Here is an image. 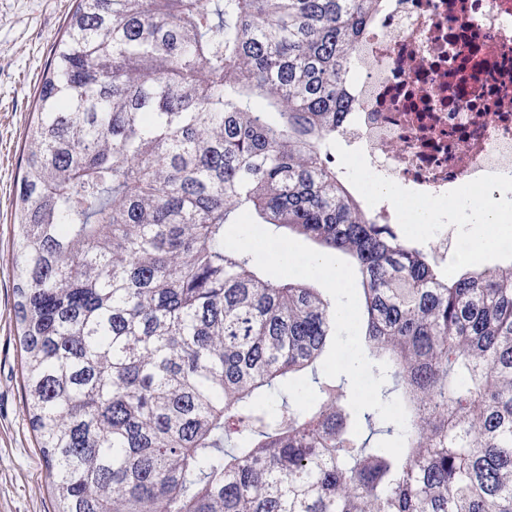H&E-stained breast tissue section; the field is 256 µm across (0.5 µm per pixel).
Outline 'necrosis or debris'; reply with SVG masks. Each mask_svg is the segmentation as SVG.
Returning a JSON list of instances; mask_svg holds the SVG:
<instances>
[{
    "label": "necrosis or debris",
    "instance_id": "obj_1",
    "mask_svg": "<svg viewBox=\"0 0 512 512\" xmlns=\"http://www.w3.org/2000/svg\"><path fill=\"white\" fill-rule=\"evenodd\" d=\"M345 94L336 141L377 223H407L405 198L447 224L459 192L512 190V0H377Z\"/></svg>",
    "mask_w": 512,
    "mask_h": 512
}]
</instances>
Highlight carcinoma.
I'll use <instances>...</instances> for the list:
<instances>
[{
  "label": "carcinoma",
  "instance_id": "cac0c4a2",
  "mask_svg": "<svg viewBox=\"0 0 512 512\" xmlns=\"http://www.w3.org/2000/svg\"><path fill=\"white\" fill-rule=\"evenodd\" d=\"M375 0H77L24 144L15 317L57 512H512V265L448 279L336 171ZM248 218L357 264L403 448L344 383L269 397L332 343L319 276L273 282ZM265 236L267 237V232L262 225L241 224L228 235L226 242L230 246L242 248L247 242H255L259 245Z\"/></svg>",
  "mask_w": 512,
  "mask_h": 512
}]
</instances>
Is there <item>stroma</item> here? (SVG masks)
<instances>
[{
  "instance_id": "35a3bbf8",
  "label": "stroma",
  "mask_w": 512,
  "mask_h": 512,
  "mask_svg": "<svg viewBox=\"0 0 512 512\" xmlns=\"http://www.w3.org/2000/svg\"><path fill=\"white\" fill-rule=\"evenodd\" d=\"M76 8V0H0V512H55L57 503L47 487L43 454L24 407L20 347L14 313L17 262V191L23 173L21 157L28 126L34 119L36 90L51 60L55 43ZM478 238L479 224H452L440 231L432 224L411 235V242L428 250L448 277L464 268L457 253L444 246L457 233ZM328 266L340 267L349 285L336 289L318 280L332 303L347 313L337 320L333 345L318 360L314 373L305 374L284 395L307 404L315 380H347L348 394L357 410H370L381 443L399 447L397 436L385 435L398 419L394 402L380 397L376 360L364 347L359 275L352 259L326 253Z\"/></svg>"
}]
</instances>
